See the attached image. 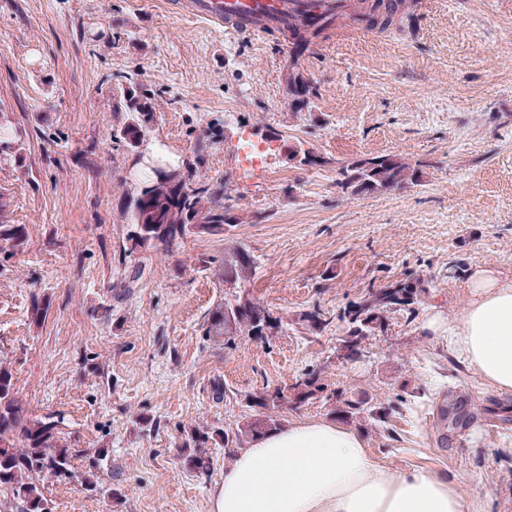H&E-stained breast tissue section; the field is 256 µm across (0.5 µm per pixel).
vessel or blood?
<instances>
[{
	"instance_id": "1",
	"label": "vessel or blood",
	"mask_w": 512,
	"mask_h": 512,
	"mask_svg": "<svg viewBox=\"0 0 512 512\" xmlns=\"http://www.w3.org/2000/svg\"><path fill=\"white\" fill-rule=\"evenodd\" d=\"M189 12L224 24L226 29L262 33L287 20L288 0H188Z\"/></svg>"
}]
</instances>
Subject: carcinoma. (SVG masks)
Listing matches in <instances>:
<instances>
[{
	"mask_svg": "<svg viewBox=\"0 0 512 512\" xmlns=\"http://www.w3.org/2000/svg\"><path fill=\"white\" fill-rule=\"evenodd\" d=\"M404 0H343L344 8L363 18L368 27L386 31L401 26L411 15L401 13ZM336 23L335 15L297 18L288 12V23L281 31L305 36V42L318 37ZM125 122L112 134L126 149L135 150L139 139L154 122V94L134 81L124 89ZM313 149L291 147L288 161L297 166L312 163ZM423 163L414 165L397 154H369L341 162L336 169V185L342 193L360 196L402 189L419 182ZM125 211L132 230L128 239L133 247L160 249L166 253L181 247L186 239L199 235H225L237 224V217L220 203L212 187L191 174L179 170L156 171V180L128 195ZM9 201L0 194V252L9 258L26 243L27 229L8 220ZM254 266L252 253L241 244L224 249L217 261L218 280H233L240 286ZM419 283L399 280L371 291L362 301L351 304L343 315L347 333L341 340L345 359L365 357V342L388 326L389 315L397 311L412 313L421 305ZM299 324L311 331L326 327L330 320L319 307L300 314ZM288 322L254 298L240 302L235 294L224 297L211 311L205 335L224 338V347L232 348L242 337L262 338L275 328L287 330ZM293 400L300 404L311 398H322L332 404L331 413L342 422L359 421L368 416L384 424L398 408L400 399L372 406L365 394L336 391L322 382V370L311 369L292 385ZM247 409H260L248 420L230 430H208L194 427L186 432L182 455L187 465L200 475H209L210 459L202 448L209 442L224 445V459L234 460L250 443L284 425L280 410L286 406L280 389H264L239 398ZM52 476L59 481L78 478L71 464L69 449L62 443L56 425L31 419L17 396L11 370L0 363V497L3 505L15 512H53L45 498L40 481Z\"/></svg>",
	"mask_w": 512,
	"mask_h": 512,
	"instance_id": "carcinoma-1",
	"label": "carcinoma"
}]
</instances>
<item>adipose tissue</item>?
<instances>
[{"label":"adipose tissue","instance_id":"adipose-tissue-1","mask_svg":"<svg viewBox=\"0 0 512 512\" xmlns=\"http://www.w3.org/2000/svg\"><path fill=\"white\" fill-rule=\"evenodd\" d=\"M461 315L434 316L427 327L448 335L496 391H512V280L491 267L474 271ZM210 512H480L455 485L426 470L379 463L354 431L305 420L245 448L210 496Z\"/></svg>","mask_w":512,"mask_h":512}]
</instances>
